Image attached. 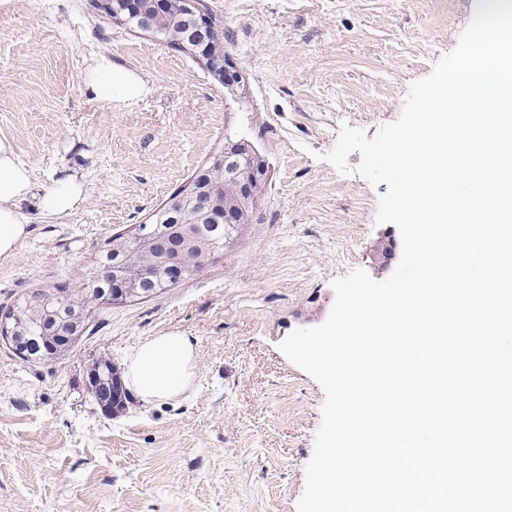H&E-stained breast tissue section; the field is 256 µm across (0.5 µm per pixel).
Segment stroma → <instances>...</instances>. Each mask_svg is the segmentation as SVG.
Wrapping results in <instances>:
<instances>
[{
	"label": "stroma",
	"instance_id": "35a3bbf8",
	"mask_svg": "<svg viewBox=\"0 0 512 512\" xmlns=\"http://www.w3.org/2000/svg\"><path fill=\"white\" fill-rule=\"evenodd\" d=\"M234 34L243 78L227 90L191 56L95 14L89 0H13L0 13V139L35 192L81 185L69 216L27 205V233L0 258V307L81 273L96 245L145 223L235 128L268 163L257 223L193 280L98 313L52 365L0 344V512H297L324 392L280 351L328 318L333 279H386L377 244L387 184L323 162L342 124L375 135L411 84L458 44L477 0H206ZM143 95L110 105L84 76L98 56ZM169 332L196 350L192 388L112 414L85 387Z\"/></svg>",
	"mask_w": 512,
	"mask_h": 512
}]
</instances>
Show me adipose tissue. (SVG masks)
Masks as SVG:
<instances>
[{
    "instance_id": "obj_1",
    "label": "adipose tissue",
    "mask_w": 512,
    "mask_h": 512,
    "mask_svg": "<svg viewBox=\"0 0 512 512\" xmlns=\"http://www.w3.org/2000/svg\"><path fill=\"white\" fill-rule=\"evenodd\" d=\"M85 90L93 99L112 103L138 97L142 84L130 74L99 57L85 75ZM32 190L29 169L19 161L12 145L0 140V257H12L25 236L28 217L21 208ZM196 350L191 340L177 333L142 343L127 361L131 387L147 401L170 400L190 389L195 378Z\"/></svg>"
}]
</instances>
